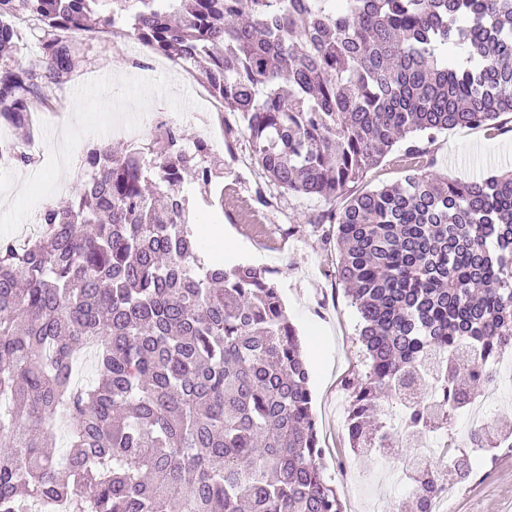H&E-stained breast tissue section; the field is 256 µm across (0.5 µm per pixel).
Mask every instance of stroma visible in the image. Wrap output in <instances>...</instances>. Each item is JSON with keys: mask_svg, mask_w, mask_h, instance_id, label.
Here are the masks:
<instances>
[{"mask_svg": "<svg viewBox=\"0 0 512 512\" xmlns=\"http://www.w3.org/2000/svg\"><path fill=\"white\" fill-rule=\"evenodd\" d=\"M36 141L42 147L33 162L0 163V236L19 237L39 218L45 204L62 205L75 191L90 148L125 145L106 131L123 115L144 118L141 143H150L162 124L185 132L192 147L202 130L216 139L211 150L219 172L208 188L185 180L191 222L205 258H223L225 266L253 264L274 271L276 285L291 321L304 341L310 373L312 410L323 449L324 473L341 493L344 512H373L380 504L402 502L411 494L385 475L381 457L357 459L347 443L349 393L367 371L359 339L360 317L335 277L338 252L313 229L324 200L296 196L269 182L257 166L245 137L225 133L224 109L205 82L141 43L97 33L88 39L81 61L54 89L51 107L35 106ZM501 131L456 127L424 143V153L406 158L396 146L370 170L363 189L403 181L410 168H431L466 181L490 168L512 167V116L500 119ZM224 226L236 252L221 257L204 227ZM475 474L457 487L450 512H512V465L505 456L494 462L475 460Z\"/></svg>", "mask_w": 512, "mask_h": 512, "instance_id": "obj_1", "label": "stroma"}]
</instances>
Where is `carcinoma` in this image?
I'll list each match as a JSON object with an SVG mask.
<instances>
[{
  "label": "carcinoma",
  "mask_w": 512,
  "mask_h": 512,
  "mask_svg": "<svg viewBox=\"0 0 512 512\" xmlns=\"http://www.w3.org/2000/svg\"><path fill=\"white\" fill-rule=\"evenodd\" d=\"M37 21L41 60L15 62L13 19ZM138 41L197 71L235 116L265 177L334 201L315 224L370 362L352 388L349 447L382 455L455 423L512 350V170L450 181L420 170L353 188L399 142L496 130L512 114V0H0V125L74 68L79 40ZM27 166L25 141L0 155ZM207 144L165 125L148 147L101 146L43 230L0 238V512H343L320 466L309 371L273 271L208 262L183 173L209 184ZM95 357L96 381L73 378ZM426 383L430 393L422 394ZM399 408L401 430L380 415ZM69 448H48L59 418ZM459 444L512 449V418ZM470 458L411 475L430 512Z\"/></svg>",
  "instance_id": "1"
}]
</instances>
